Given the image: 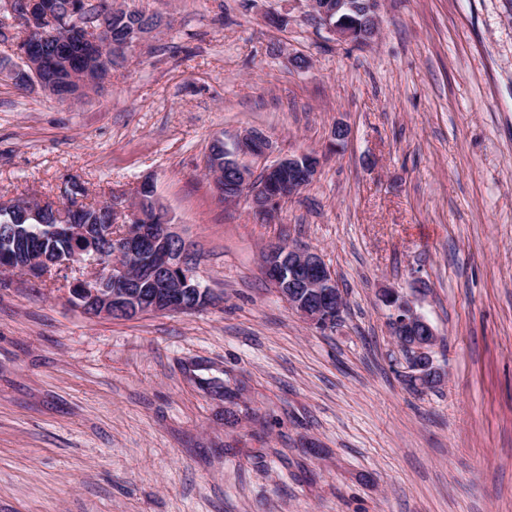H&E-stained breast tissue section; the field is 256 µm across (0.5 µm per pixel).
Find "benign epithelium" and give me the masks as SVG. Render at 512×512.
<instances>
[{"instance_id":"benign-epithelium-1","label":"benign epithelium","mask_w":512,"mask_h":512,"mask_svg":"<svg viewBox=\"0 0 512 512\" xmlns=\"http://www.w3.org/2000/svg\"><path fill=\"white\" fill-rule=\"evenodd\" d=\"M309 7L325 22L338 38L367 43L378 33L380 0H308ZM360 8L369 25L357 29L344 18L332 20L342 7ZM5 9L14 14L15 24L25 28L28 37L15 43V51L22 68L11 69L8 76L19 81L25 74L27 88L47 93L64 103L76 95L58 92V86L72 83L80 91L96 88L111 76L99 64L97 51L112 48L114 55L124 56L144 38L147 32L135 30L122 42L112 41L106 27L96 26L87 0H76L70 16L56 21L52 30L45 31L42 20L50 17L48 0H7ZM84 49V67L79 71L62 73L49 65L36 51V46L47 37ZM270 149L268 137L258 130H244L235 140V150L222 158L215 154L210 165L216 171L214 188L226 203L238 197L229 195L221 183L222 171L234 172L240 186L249 191L252 210L265 217L276 214V204L288 199L313 181L319 159L311 153L285 155L271 164L255 170L254 161L263 158ZM10 212L21 211L35 218L44 203L11 202L3 204ZM62 236L76 246V252H30L21 254L18 264L4 269L19 272L28 279L41 281L49 268L68 269L76 261H110L109 271L91 279H82L70 285L72 303L93 317H112L116 314L135 318L146 314L190 312L185 295L190 288L197 291L198 302L209 305L214 296L199 283H191L195 274L192 244L172 224L171 217L158 204L149 179L141 181L138 195L130 212V223L121 226L119 242L110 255L102 254L99 241L112 238L110 224H63L55 227ZM151 254L154 288L134 287L135 274L129 273L128 263ZM263 271L277 293L288 306L315 328L332 329L342 314L345 304L343 289L323 256L316 250L287 245L281 241L269 243L264 249ZM381 301L389 311V327L394 339L410 350V358L402 370L405 384L417 391L433 389L444 379L445 371L435 357L439 338L431 323L416 309L412 297L395 288L382 290Z\"/></svg>"}]
</instances>
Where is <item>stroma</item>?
Instances as JSON below:
<instances>
[{
    "mask_svg": "<svg viewBox=\"0 0 512 512\" xmlns=\"http://www.w3.org/2000/svg\"><path fill=\"white\" fill-rule=\"evenodd\" d=\"M124 2L161 25L79 100L19 88L0 43V201L76 181L121 210L151 178L217 300L92 318L68 288L94 266L0 271V512H512V0H382L365 45L306 0ZM250 128L320 158L270 222L204 176ZM277 240L335 273V329L265 278ZM385 288L440 386L395 372ZM389 311L391 335L408 347L410 358L402 376L409 389L423 391L437 387L445 371L435 357L439 338L431 323L416 309L411 296L395 288H386L380 295Z\"/></svg>",
    "mask_w": 512,
    "mask_h": 512,
    "instance_id": "stroma-1",
    "label": "stroma"
}]
</instances>
